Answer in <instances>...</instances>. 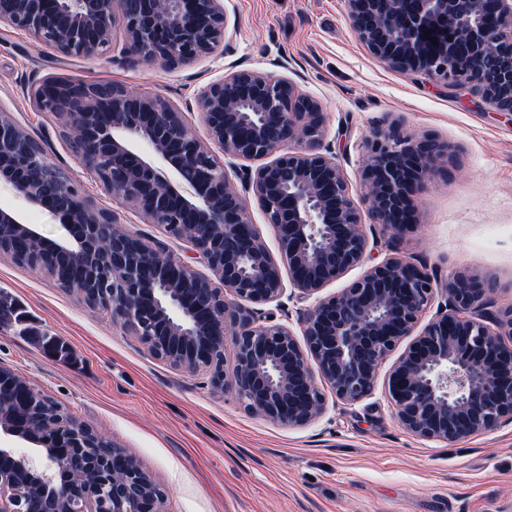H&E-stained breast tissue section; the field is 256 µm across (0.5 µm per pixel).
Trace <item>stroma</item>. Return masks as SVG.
<instances>
[{
    "instance_id": "35a3bbf8",
    "label": "stroma",
    "mask_w": 512,
    "mask_h": 512,
    "mask_svg": "<svg viewBox=\"0 0 512 512\" xmlns=\"http://www.w3.org/2000/svg\"><path fill=\"white\" fill-rule=\"evenodd\" d=\"M224 51L165 67L112 52L67 58L27 33L0 29V106L51 162L122 227L178 256L190 246L134 210L114 205L76 159L57 119L26 88L45 76L116 83L161 95L206 130L198 90L239 69L293 81L320 101L328 138L352 186L364 143L397 122L448 142L449 177L418 197L421 223L394 245L378 239L369 260L425 262L441 276L470 268L496 284L497 307L512 304V117L469 87L448 89L373 58L347 19L345 0H224ZM0 366L23 376L80 424L133 452L164 492V512H512V424L450 444L407 433L383 388L363 401L329 405L318 421L279 425L245 412L205 373L156 358L109 312L59 288L45 273L0 255ZM64 341L60 357L46 337Z\"/></svg>"
}]
</instances>
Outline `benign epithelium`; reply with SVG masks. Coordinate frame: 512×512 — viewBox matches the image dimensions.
I'll use <instances>...</instances> for the list:
<instances>
[{
  "instance_id": "1",
  "label": "benign epithelium",
  "mask_w": 512,
  "mask_h": 512,
  "mask_svg": "<svg viewBox=\"0 0 512 512\" xmlns=\"http://www.w3.org/2000/svg\"><path fill=\"white\" fill-rule=\"evenodd\" d=\"M360 43L391 69L425 73L455 88L470 84L498 112L512 114V0H345ZM224 0H0V26L25 32L69 58L107 55L114 31L121 53L178 66L224 45ZM441 29L435 44L424 37ZM31 98L75 130L80 164L112 201L134 209L191 246L176 256L118 225L49 161L41 144L0 108V190L21 202L0 206V254L44 271L46 252L69 258L52 273L81 287L93 305L132 329L175 368L204 371L247 412L287 426L322 416L326 396L352 404L371 395L388 356L412 342L384 379L401 426L428 441L453 443L512 423V305L497 311L494 282L475 270L444 280L423 262L398 257L367 265L338 292L326 285L366 265L368 237L336 154L326 143L321 104L281 77L242 69L200 89L210 143L161 96L119 85L45 77ZM224 153L219 157L210 144ZM243 161L228 163L225 158ZM271 158L252 169L245 162ZM445 143L396 125L366 143L360 179L367 213L391 240L419 224L417 197L448 169ZM252 190L275 232V258L253 224L236 182ZM46 208L67 235L48 243L28 208ZM207 268L200 273L192 264ZM289 271L284 283L280 264ZM306 302L301 335L257 306L283 297ZM433 318L420 325L423 316ZM232 350V371L224 368ZM49 443L19 410L0 407V512H163L164 492L125 448L105 440L54 401ZM99 449L89 478L66 471L71 448Z\"/></svg>"
}]
</instances>
